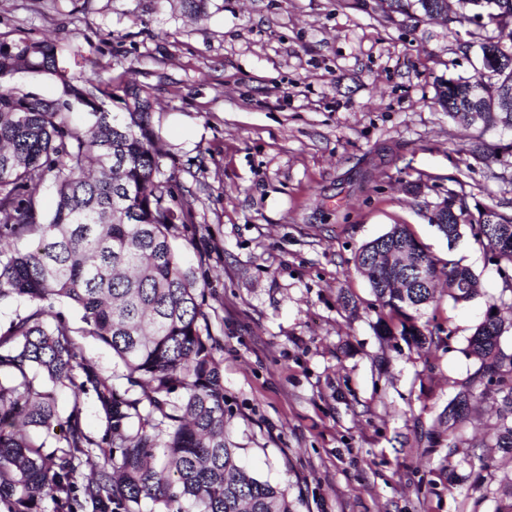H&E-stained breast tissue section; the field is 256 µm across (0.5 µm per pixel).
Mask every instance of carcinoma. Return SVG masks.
Instances as JSON below:
<instances>
[{
	"label": "carcinoma",
	"mask_w": 512,
	"mask_h": 512,
	"mask_svg": "<svg viewBox=\"0 0 512 512\" xmlns=\"http://www.w3.org/2000/svg\"><path fill=\"white\" fill-rule=\"evenodd\" d=\"M444 0H378L385 13L417 21ZM508 40L479 45L481 70L440 81L439 106L456 123L512 130V0H498L488 17ZM82 57L73 41H0V302L33 303L29 314L0 333V502L8 512H44L43 503L70 505L75 492L92 512H140L142 501L159 512H296L287 489L247 472L241 447L224 413L220 341L203 309L205 284L183 267L179 225L191 209L174 208L172 174L151 121V102L135 84L122 88L123 111L98 109L107 94L100 72L78 81L68 65ZM23 70L60 83L53 99L10 85ZM55 207L41 210L45 184ZM430 223L448 241L467 225L502 270L512 268V213L472 207L450 193ZM355 266L378 303L376 332L423 350L434 330L419 311L434 301L427 288H396L416 269L436 286L445 282L456 304L480 294L470 269L432 255L406 224L360 246ZM81 312V332L112 350L125 369L121 391L85 357L77 332L54 303ZM512 325V305L492 303L468 340L478 368L448 402L441 421L448 451L484 382L504 396L495 446L512 454V354L500 338ZM140 388L142 397L129 392ZM71 391L63 416L55 390ZM93 390L106 425L97 442L83 430L79 402ZM57 438L50 453L46 439ZM99 449L103 465L80 471Z\"/></svg>",
	"instance_id": "1"
}]
</instances>
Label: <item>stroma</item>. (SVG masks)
Returning <instances> with one entry per match:
<instances>
[{
	"mask_svg": "<svg viewBox=\"0 0 512 512\" xmlns=\"http://www.w3.org/2000/svg\"><path fill=\"white\" fill-rule=\"evenodd\" d=\"M496 33L375 0H207L199 16L180 0H0V40L77 42L75 79L149 92L172 204L192 208L175 244L206 283L225 416L243 464L298 512H495L512 484L496 386L480 385L456 448L439 424L477 369L465 349L488 304L512 302V270L470 229L451 245L429 222L451 192L512 212V131L464 129L434 99ZM393 224L481 283L464 304L439 289L423 351L377 336L355 266Z\"/></svg>",
	"mask_w": 512,
	"mask_h": 512,
	"instance_id": "obj_1",
	"label": "stroma"
}]
</instances>
